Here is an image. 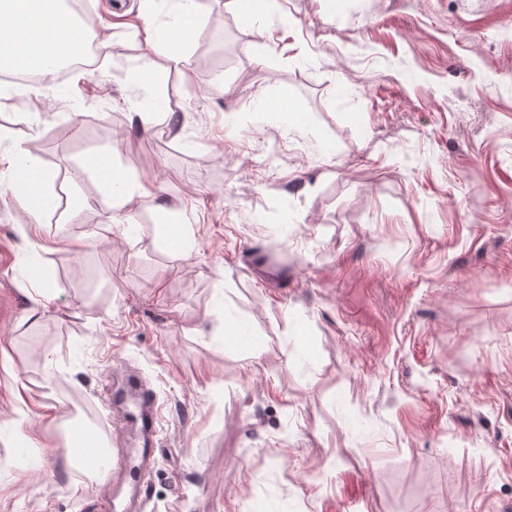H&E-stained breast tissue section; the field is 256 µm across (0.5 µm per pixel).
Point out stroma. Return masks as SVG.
<instances>
[{"label":"stroma","instance_id":"stroma-1","mask_svg":"<svg viewBox=\"0 0 512 512\" xmlns=\"http://www.w3.org/2000/svg\"><path fill=\"white\" fill-rule=\"evenodd\" d=\"M279 4L273 43L200 0L189 68L155 53L145 86L137 14L172 0H90V76L0 81V512L126 493L65 445L135 427L131 373L139 512H512V0ZM116 139L119 198L81 169ZM17 149L66 199L35 233ZM129 394L135 397L140 408L137 438L134 437L132 443H129L132 437L122 442L127 448L125 453H123L121 446L117 444L118 448L113 452L112 457L116 459V465L120 469L123 467L129 469H125L127 478L132 487L137 489L141 487L142 475L145 474L146 469L151 464L155 452L156 409L153 392L138 381L129 382L127 389L120 393L119 397H125ZM133 447L135 448L137 464L132 466L129 448Z\"/></svg>","mask_w":512,"mask_h":512}]
</instances>
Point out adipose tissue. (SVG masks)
Segmentation results:
<instances>
[{"label": "adipose tissue", "mask_w": 512, "mask_h": 512, "mask_svg": "<svg viewBox=\"0 0 512 512\" xmlns=\"http://www.w3.org/2000/svg\"><path fill=\"white\" fill-rule=\"evenodd\" d=\"M180 12L164 42L168 59L187 65L183 52L197 20L196 0H180ZM86 24L77 21L64 0H0V68L53 76L62 60L79 56L86 43ZM12 189L18 208L31 229H39L43 215L53 210L55 196L50 175L35 159L11 154Z\"/></svg>", "instance_id": "1"}]
</instances>
